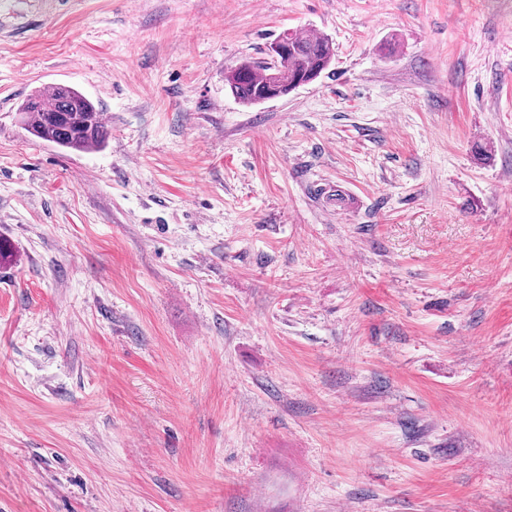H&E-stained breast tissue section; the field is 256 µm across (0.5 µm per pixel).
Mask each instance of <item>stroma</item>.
I'll return each mask as SVG.
<instances>
[{"mask_svg":"<svg viewBox=\"0 0 512 512\" xmlns=\"http://www.w3.org/2000/svg\"><path fill=\"white\" fill-rule=\"evenodd\" d=\"M0 238V512H512V0H0ZM273 44L283 49L277 65L265 60L245 62L227 74L230 91L240 102L256 104L286 95L315 80L331 64L333 50L324 36L284 33ZM20 112L30 134L62 149L98 150L111 134L102 112L73 88L47 87L28 99Z\"/></svg>","mask_w":512,"mask_h":512,"instance_id":"stroma-1","label":"stroma"}]
</instances>
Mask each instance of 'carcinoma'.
I'll use <instances>...</instances> for the list:
<instances>
[{
  "instance_id": "carcinoma-1",
  "label": "carcinoma",
  "mask_w": 512,
  "mask_h": 512,
  "mask_svg": "<svg viewBox=\"0 0 512 512\" xmlns=\"http://www.w3.org/2000/svg\"><path fill=\"white\" fill-rule=\"evenodd\" d=\"M283 53L278 64L245 62L232 69L226 82L244 104L280 97L315 80L331 64L333 50L324 36L301 37L284 33L276 40ZM22 122L33 136L73 151L98 150L111 134L102 112L80 91L50 86L21 108Z\"/></svg>"
}]
</instances>
